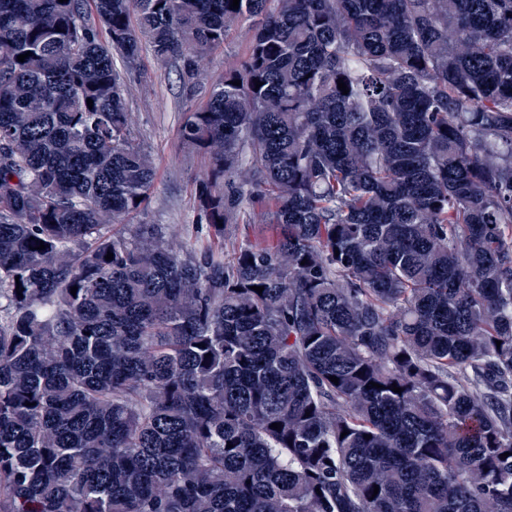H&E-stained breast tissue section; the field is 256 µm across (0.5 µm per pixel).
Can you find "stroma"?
Segmentation results:
<instances>
[{"label":"stroma","mask_w":512,"mask_h":512,"mask_svg":"<svg viewBox=\"0 0 512 512\" xmlns=\"http://www.w3.org/2000/svg\"><path fill=\"white\" fill-rule=\"evenodd\" d=\"M126 80L130 122L151 150L156 166L152 201L143 219L174 225L172 244L177 247L196 231L195 187L205 168L203 153L179 139L190 103L180 94L175 65H158L150 52H142L138 67Z\"/></svg>","instance_id":"obj_1"}]
</instances>
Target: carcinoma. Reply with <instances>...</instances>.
<instances>
[{
    "mask_svg": "<svg viewBox=\"0 0 512 512\" xmlns=\"http://www.w3.org/2000/svg\"><path fill=\"white\" fill-rule=\"evenodd\" d=\"M231 3L0 0V512H512V0ZM248 28L249 22L232 33L224 44V51L213 53L200 62V69L207 86L221 80L224 77L226 65L244 53L248 38ZM125 76L131 125L151 150L156 166L151 205L138 219L175 225L172 245L179 248L187 235L196 232L195 187L205 168L203 153L182 144L179 128L183 114L203 98L186 101L175 64L160 66L145 49L136 70Z\"/></svg>",
    "mask_w": 512,
    "mask_h": 512,
    "instance_id": "obj_1",
    "label": "carcinoma"
}]
</instances>
